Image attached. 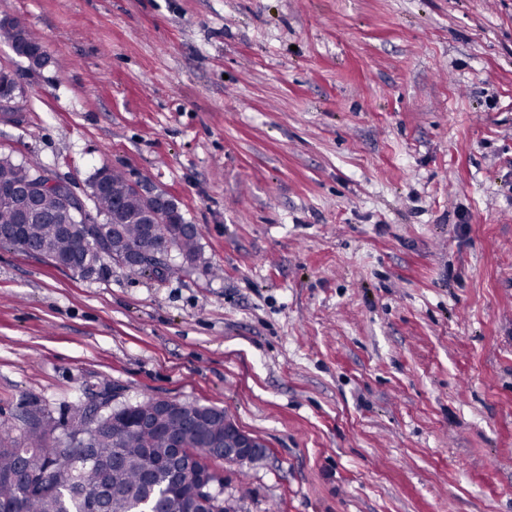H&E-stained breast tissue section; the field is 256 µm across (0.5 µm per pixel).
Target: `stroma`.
<instances>
[{
	"instance_id": "obj_1",
	"label": "stroma",
	"mask_w": 512,
	"mask_h": 512,
	"mask_svg": "<svg viewBox=\"0 0 512 512\" xmlns=\"http://www.w3.org/2000/svg\"><path fill=\"white\" fill-rule=\"evenodd\" d=\"M0 154L148 179L204 260L0 245V420L164 398L237 512H512V0H8ZM15 22L16 25H10L8 28L0 26V32L6 35V40L11 45L15 54L25 58L27 61L28 56L34 52H40L42 57L47 56L44 45L40 39L28 28L22 26L17 20H15ZM21 33L24 34V37L21 36ZM199 406L207 408L210 414L200 425L199 432L209 436H221L224 432V451L219 448H203L190 455L197 462L191 474L202 494L200 502L209 505V492L219 479L210 466L212 460H224L227 464H252L266 457L267 448L257 437L241 429L230 416L224 414V409Z\"/></svg>"
}]
</instances>
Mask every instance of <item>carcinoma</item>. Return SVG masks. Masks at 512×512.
<instances>
[{"instance_id": "1", "label": "carcinoma", "mask_w": 512, "mask_h": 512, "mask_svg": "<svg viewBox=\"0 0 512 512\" xmlns=\"http://www.w3.org/2000/svg\"><path fill=\"white\" fill-rule=\"evenodd\" d=\"M16 55L22 58L34 52L46 55L43 43L21 24L0 26ZM46 167L36 160L15 161L0 155V190L30 178L36 179ZM107 181L93 194L94 209L84 210L72 219L65 234L50 222L28 225L27 237L40 245L44 254L66 264L82 268L87 263L101 269L109 256L93 254L87 242L96 237H116L126 248L150 250L166 240L180 256L196 264L201 260L200 231L177 214L153 231L138 202L126 194L123 172L101 167ZM46 214L61 212L56 192L40 198ZM183 270V265L161 262L141 273L164 278ZM209 416L199 432L220 436L224 432V410L207 407ZM151 411V401L108 408L100 402L77 404L62 435L58 424L41 412H30L16 424L0 421V510L5 512H195L194 504L168 491V473L157 462L170 453L166 432L182 429L175 419L161 429H146L136 418ZM23 435L26 447L16 444L14 432ZM24 470L29 480L18 478Z\"/></svg>"}]
</instances>
